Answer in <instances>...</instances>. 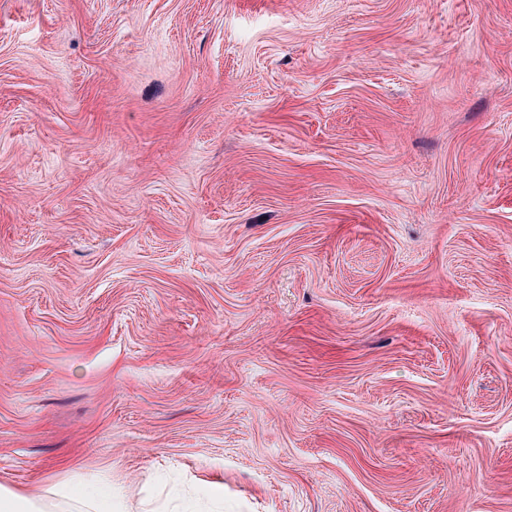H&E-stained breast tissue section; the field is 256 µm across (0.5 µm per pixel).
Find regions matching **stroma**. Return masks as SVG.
Listing matches in <instances>:
<instances>
[{
    "mask_svg": "<svg viewBox=\"0 0 512 512\" xmlns=\"http://www.w3.org/2000/svg\"><path fill=\"white\" fill-rule=\"evenodd\" d=\"M512 512V0H0V484Z\"/></svg>",
    "mask_w": 512,
    "mask_h": 512,
    "instance_id": "obj_1",
    "label": "stroma"
}]
</instances>
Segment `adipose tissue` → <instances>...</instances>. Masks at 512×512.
<instances>
[{"instance_id":"adipose-tissue-1","label":"adipose tissue","mask_w":512,"mask_h":512,"mask_svg":"<svg viewBox=\"0 0 512 512\" xmlns=\"http://www.w3.org/2000/svg\"><path fill=\"white\" fill-rule=\"evenodd\" d=\"M61 502L67 512H120L111 486L91 473H73L70 480L53 483L41 494L0 485V512H57Z\"/></svg>"}]
</instances>
